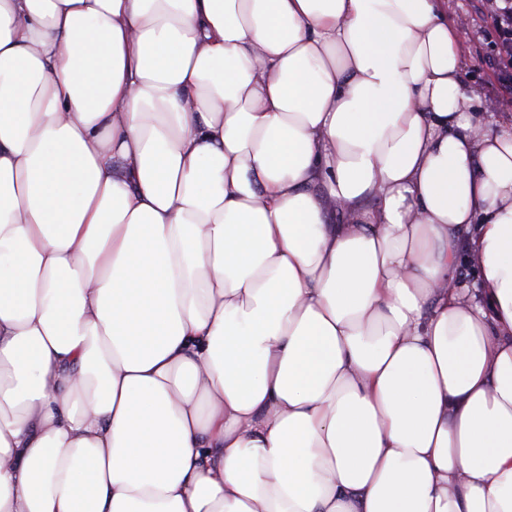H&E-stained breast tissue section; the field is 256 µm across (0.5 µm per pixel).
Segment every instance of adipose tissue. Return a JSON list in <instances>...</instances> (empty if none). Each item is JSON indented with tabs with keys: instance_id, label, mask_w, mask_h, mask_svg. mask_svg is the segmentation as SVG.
Listing matches in <instances>:
<instances>
[{
	"instance_id": "ef3b65f1",
	"label": "adipose tissue",
	"mask_w": 512,
	"mask_h": 512,
	"mask_svg": "<svg viewBox=\"0 0 512 512\" xmlns=\"http://www.w3.org/2000/svg\"><path fill=\"white\" fill-rule=\"evenodd\" d=\"M444 3L0 0V512H512Z\"/></svg>"
}]
</instances>
